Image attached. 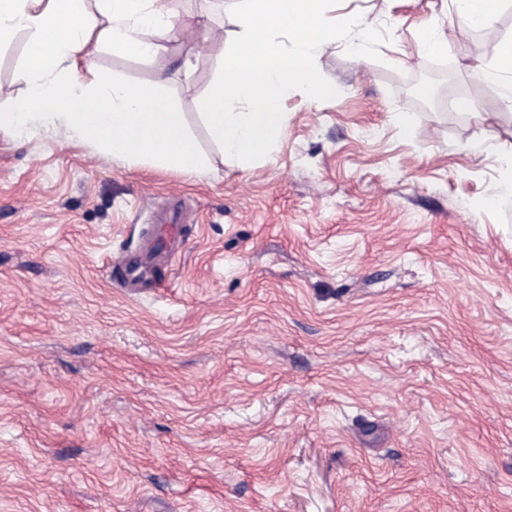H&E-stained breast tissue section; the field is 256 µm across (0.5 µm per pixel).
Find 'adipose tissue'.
Instances as JSON below:
<instances>
[{
	"label": "adipose tissue",
	"instance_id": "ef3b65f1",
	"mask_svg": "<svg viewBox=\"0 0 512 512\" xmlns=\"http://www.w3.org/2000/svg\"><path fill=\"white\" fill-rule=\"evenodd\" d=\"M239 2L243 29L236 48L225 50L223 28L208 27L196 49L215 58L201 114L206 129L225 155L248 159L275 149L284 127L280 101L288 88L302 87L314 100L333 95V86L312 67L331 32L321 21L323 0ZM173 15L174 0H95L91 11L85 0H0V43L18 32L28 37V88L0 110V132L20 138L60 125L107 155L206 175L208 161L164 95L162 80L105 82L89 61L93 45L150 57L157 46L144 32H173ZM270 29L288 33L291 52L267 38Z\"/></svg>",
	"mask_w": 512,
	"mask_h": 512
}]
</instances>
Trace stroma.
Wrapping results in <instances>:
<instances>
[{"label": "stroma", "instance_id": "1", "mask_svg": "<svg viewBox=\"0 0 512 512\" xmlns=\"http://www.w3.org/2000/svg\"><path fill=\"white\" fill-rule=\"evenodd\" d=\"M324 17L336 45L313 67L336 93L290 88L271 154L224 155L200 116L215 64L195 38L209 23L234 45V0H178L152 58L92 49L108 78L164 76L208 175L61 126L0 133V512H512V75L485 78L512 0L463 44L452 0ZM26 50L0 45V108ZM174 205L193 213L181 244L124 287L114 259Z\"/></svg>", "mask_w": 512, "mask_h": 512}]
</instances>
